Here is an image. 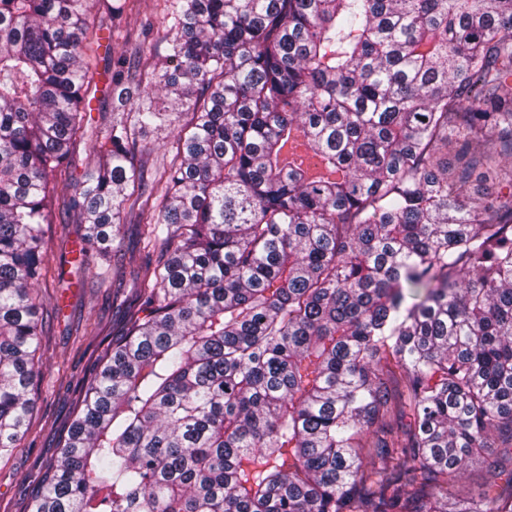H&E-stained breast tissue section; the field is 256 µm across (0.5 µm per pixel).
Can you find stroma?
<instances>
[{
	"mask_svg": "<svg viewBox=\"0 0 512 512\" xmlns=\"http://www.w3.org/2000/svg\"><path fill=\"white\" fill-rule=\"evenodd\" d=\"M90 19L100 27L96 52V98L101 111L120 109L122 101L112 92V60L137 52L142 40H150L157 53H164L167 23L161 0H134L118 30H111V17L100 0H90ZM85 232L84 225L61 223L52 216L47 226L51 268L63 269V279H50L43 290L47 307L62 312L47 326L40 343L43 367L35 392L30 432L21 448L0 458V512H23L41 486L48 465L59 456L63 438L78 411L79 387L98 370L102 349L96 337L78 339L76 329L85 323L120 327L122 315L112 306V271L96 246L90 258L101 274L88 279L74 260L72 248Z\"/></svg>",
	"mask_w": 512,
	"mask_h": 512,
	"instance_id": "obj_1",
	"label": "stroma"
}]
</instances>
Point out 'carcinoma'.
<instances>
[{"label": "carcinoma", "mask_w": 512, "mask_h": 512, "mask_svg": "<svg viewBox=\"0 0 512 512\" xmlns=\"http://www.w3.org/2000/svg\"><path fill=\"white\" fill-rule=\"evenodd\" d=\"M162 2L79 178L88 0H0V456L54 202L112 243L127 318L27 512H512V0ZM173 135L169 132L152 135L147 141L148 144L140 156V162L143 167L150 169L163 162L164 153L172 141ZM481 461L482 459L476 458L464 477L455 483L453 490L458 498L478 499L485 483V471Z\"/></svg>", "instance_id": "obj_1"}]
</instances>
